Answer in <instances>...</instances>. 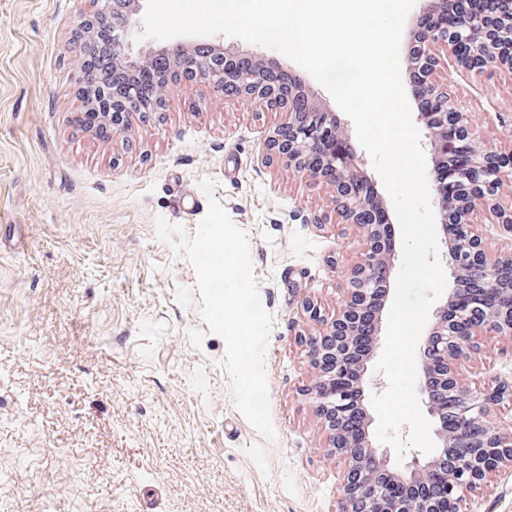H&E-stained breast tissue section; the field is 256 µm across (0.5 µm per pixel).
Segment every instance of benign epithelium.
<instances>
[{"label":"benign epithelium","mask_w":512,"mask_h":512,"mask_svg":"<svg viewBox=\"0 0 512 512\" xmlns=\"http://www.w3.org/2000/svg\"><path fill=\"white\" fill-rule=\"evenodd\" d=\"M144 0H94L98 12L112 15L114 62L135 76L144 68L166 59L172 63L168 82L183 77L205 80L214 91L232 93L261 110L279 112L278 123L268 140L271 158L298 176L333 187L338 223L362 229L367 247L345 277L336 315L330 319L313 303L304 305L319 329L301 342L317 378L309 395L330 433V448L347 462L341 512H460L465 495L488 476L512 461V436L499 435L490 427L496 406L512 384L470 391L458 383L455 366L481 349V333L512 335V256L490 259L481 236L470 230V216L488 211L495 223L512 233V203L501 201L505 182L512 179V152L489 146L467 126L465 113L448 84L433 75L441 61L448 73L482 80L497 70L512 71V39L493 30L502 12L483 14L448 23L442 0H419L410 24L411 39L404 53L406 71L415 76L409 99L428 102L416 108L423 126V150L428 154L433 203L436 208L442 260L449 268L453 286L433 310L419 346V391L427 412L435 421L437 450L417 452L404 470H393L387 454L379 451L371 432L373 417L363 402L353 406L342 386V377L356 370L357 390L363 394L383 387L370 364L379 341V330L389 297L395 264V245H385L377 214L388 213L384 198L362 186L374 184L351 143L348 126L328 111L302 85L287 86L276 75L288 69L262 54L244 53L250 65L214 71V60L200 54L192 43L168 42L145 53L133 52L136 34L143 31ZM465 139L466 148L457 163L459 190L448 197L438 172L448 167V132ZM458 226L457 237L448 239V215ZM370 316L375 328L364 337L365 356L354 361L350 350L361 337L360 321ZM479 421L478 433L466 416ZM455 449V465L446 472L448 449ZM443 473L438 492L408 500L397 485L424 481Z\"/></svg>","instance_id":"benign-epithelium-1"}]
</instances>
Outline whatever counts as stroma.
<instances>
[{
	"label": "stroma",
	"instance_id": "obj_1",
	"mask_svg": "<svg viewBox=\"0 0 512 512\" xmlns=\"http://www.w3.org/2000/svg\"><path fill=\"white\" fill-rule=\"evenodd\" d=\"M89 0H0V512H339L346 464L306 393L300 334L335 312L366 246L331 189L262 159L280 117L180 81L109 140L78 130ZM453 91L502 149L512 74ZM217 199L249 240L274 317V438L237 409L224 339L192 266L158 237L193 236ZM462 385L512 383V335H485ZM512 512V463L467 496Z\"/></svg>",
	"mask_w": 512,
	"mask_h": 512
}]
</instances>
